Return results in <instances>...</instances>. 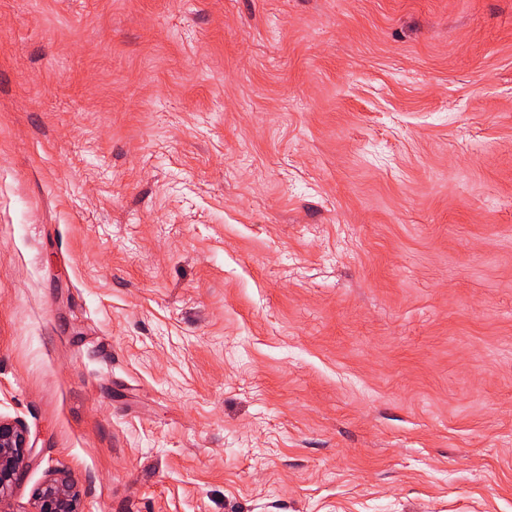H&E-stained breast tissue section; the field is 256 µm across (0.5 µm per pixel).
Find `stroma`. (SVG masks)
I'll return each mask as SVG.
<instances>
[{
	"instance_id": "1",
	"label": "stroma",
	"mask_w": 512,
	"mask_h": 512,
	"mask_svg": "<svg viewBox=\"0 0 512 512\" xmlns=\"http://www.w3.org/2000/svg\"><path fill=\"white\" fill-rule=\"evenodd\" d=\"M0 417L11 512H512V0H0ZM33 446L25 425L19 420L0 418V511L6 510L12 490L20 480L25 460ZM81 494L65 474L52 473L38 488L31 512H82Z\"/></svg>"
}]
</instances>
